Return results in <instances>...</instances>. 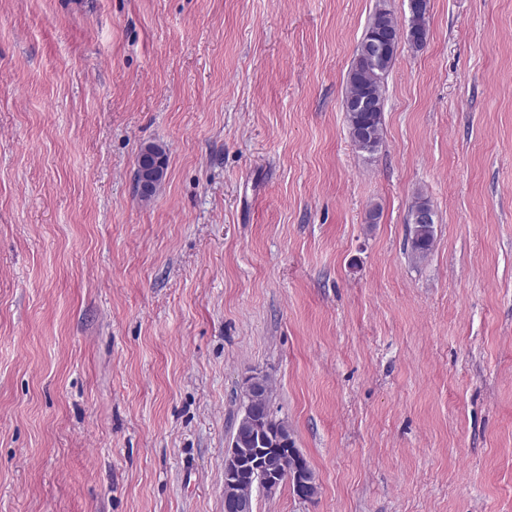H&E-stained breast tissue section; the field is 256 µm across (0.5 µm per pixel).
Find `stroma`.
<instances>
[{
    "label": "stroma",
    "mask_w": 512,
    "mask_h": 512,
    "mask_svg": "<svg viewBox=\"0 0 512 512\" xmlns=\"http://www.w3.org/2000/svg\"><path fill=\"white\" fill-rule=\"evenodd\" d=\"M380 8L0 0V512H224L257 370L319 493L255 512H512V0H430L368 155ZM393 15L379 10L371 19L366 34L359 43L347 76L345 93L347 123L352 142L359 151L373 154L382 143V105L384 102L382 87L389 72L394 56L387 59L383 78L375 77L373 65V46L389 27H396ZM370 94L376 98L378 108L369 110L361 106L362 99ZM364 134L368 137L361 142ZM428 207L426 202L418 199L409 209V237L407 242V251L412 259H423L431 251L434 243V225L432 224H411L410 214L414 208Z\"/></svg>",
    "instance_id": "obj_1"
}]
</instances>
